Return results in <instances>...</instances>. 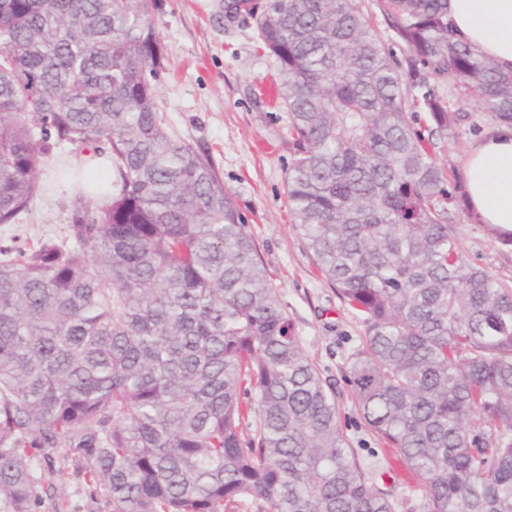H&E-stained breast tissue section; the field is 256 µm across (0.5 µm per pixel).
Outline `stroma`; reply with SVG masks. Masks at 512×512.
Here are the masks:
<instances>
[{"label": "stroma", "instance_id": "obj_1", "mask_svg": "<svg viewBox=\"0 0 512 512\" xmlns=\"http://www.w3.org/2000/svg\"><path fill=\"white\" fill-rule=\"evenodd\" d=\"M156 3L153 17L168 68L160 84L165 126L211 154L251 226L307 355L339 383L341 423L353 448L361 458L377 460L379 477L402 501L398 512H413L417 494L412 475L396 461L393 448L365 427L341 382L346 353L362 335L363 324L316 272L294 229L285 190L291 162L288 118L269 96L278 80L274 59L261 49L251 19H225L224 0ZM448 99L452 108L470 116L455 136L438 144L441 166L457 171L472 141L489 123L481 119L475 101L456 93ZM80 155L74 144L55 150L42 169L41 190L29 212L19 223L0 224V245L14 241L33 248L45 238L66 234L75 190L61 173ZM450 224L469 262L512 287V244L479 224L462 199L451 209ZM55 465L64 475L55 483V499L46 500L41 512H55L58 500L64 502L65 512H109L104 497L92 494L70 463L59 459Z\"/></svg>", "mask_w": 512, "mask_h": 512}]
</instances>
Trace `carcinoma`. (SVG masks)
I'll use <instances>...</instances> for the list:
<instances>
[{
	"instance_id": "1",
	"label": "carcinoma",
	"mask_w": 512,
	"mask_h": 512,
	"mask_svg": "<svg viewBox=\"0 0 512 512\" xmlns=\"http://www.w3.org/2000/svg\"><path fill=\"white\" fill-rule=\"evenodd\" d=\"M154 0H0V224L63 143L102 155L66 239L0 247V512H39L61 451L111 512H396L340 425L211 156L171 134ZM230 0L280 71L285 187L317 271L361 319L344 380L414 474L419 512H512V287L468 262L433 137L512 125V73L447 0ZM407 49L405 62L393 45ZM427 114L429 134L414 127Z\"/></svg>"
}]
</instances>
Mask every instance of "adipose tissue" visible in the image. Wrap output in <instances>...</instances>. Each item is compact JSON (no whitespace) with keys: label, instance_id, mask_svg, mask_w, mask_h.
<instances>
[{"label":"adipose tissue","instance_id":"adipose-tissue-1","mask_svg":"<svg viewBox=\"0 0 512 512\" xmlns=\"http://www.w3.org/2000/svg\"><path fill=\"white\" fill-rule=\"evenodd\" d=\"M457 36L512 70V0H448ZM467 206L479 223L512 232V126L492 125L462 164Z\"/></svg>","mask_w":512,"mask_h":512}]
</instances>
